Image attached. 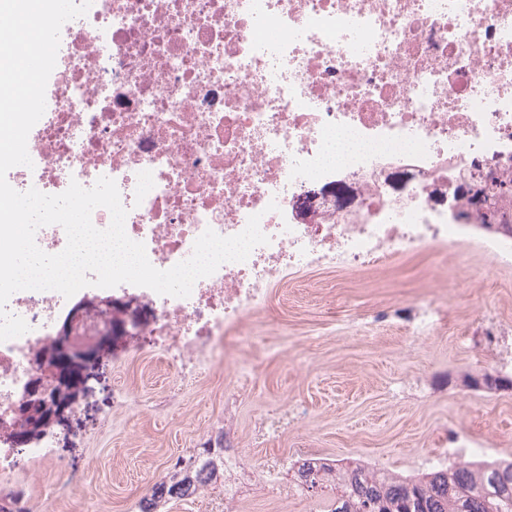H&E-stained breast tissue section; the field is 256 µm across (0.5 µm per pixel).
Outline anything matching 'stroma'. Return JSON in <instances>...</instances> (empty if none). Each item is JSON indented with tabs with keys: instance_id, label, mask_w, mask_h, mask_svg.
I'll list each match as a JSON object with an SVG mask.
<instances>
[{
	"instance_id": "obj_1",
	"label": "stroma",
	"mask_w": 512,
	"mask_h": 512,
	"mask_svg": "<svg viewBox=\"0 0 512 512\" xmlns=\"http://www.w3.org/2000/svg\"><path fill=\"white\" fill-rule=\"evenodd\" d=\"M468 266L473 279L454 269ZM434 301L446 320L414 339L383 311ZM148 308L112 306L108 338H77L95 349L81 370L74 404L51 432L58 473L81 474L77 496H59L55 475L32 463L18 480L35 512H132L167 466L223 428L232 405L243 442V504L261 498L259 463L301 449L342 463L362 460L389 473L423 472L444 440L477 441L487 459L512 460V265L477 249L428 247L371 273L321 268L269 288L252 316L260 333L246 338L232 364H215L177 385L149 337L140 333ZM504 332L499 345L487 319ZM506 378L486 389L483 374ZM281 423L268 440L255 432L271 411Z\"/></svg>"
}]
</instances>
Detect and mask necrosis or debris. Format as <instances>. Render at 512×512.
<instances>
[{
  "mask_svg": "<svg viewBox=\"0 0 512 512\" xmlns=\"http://www.w3.org/2000/svg\"><path fill=\"white\" fill-rule=\"evenodd\" d=\"M357 148L329 159L337 133ZM35 175L14 188L55 195L115 181L125 232L150 263L188 259L208 229L260 218L266 244L223 263L188 297L131 284L72 297L19 291L6 304L26 334L0 342V503L28 463L52 465L48 434L14 447L40 389L41 351L87 299L152 309V337L175 372L229 356L230 331L291 273H368L427 246L476 244L512 262V236L480 235L468 203L512 170V0H93L61 29L46 110L28 135ZM208 437L175 461L224 462L226 512L240 437Z\"/></svg>",
  "mask_w": 512,
  "mask_h": 512,
  "instance_id": "1",
  "label": "necrosis or debris"
}]
</instances>
